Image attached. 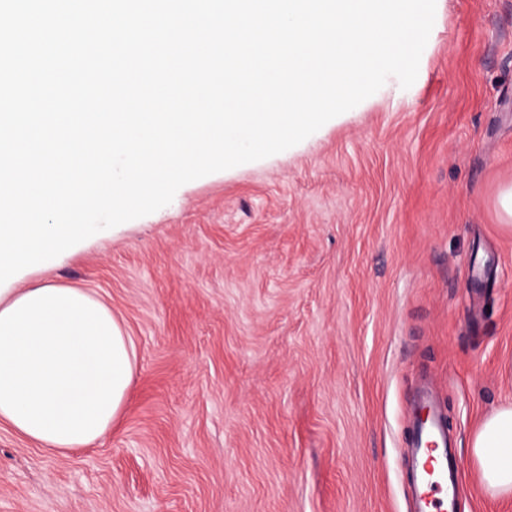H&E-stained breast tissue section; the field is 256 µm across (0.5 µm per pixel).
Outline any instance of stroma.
I'll list each match as a JSON object with an SVG mask.
<instances>
[{
    "mask_svg": "<svg viewBox=\"0 0 512 512\" xmlns=\"http://www.w3.org/2000/svg\"><path fill=\"white\" fill-rule=\"evenodd\" d=\"M512 0H437L418 76L301 143L180 187L51 259L111 306L131 399L95 445L0 425V512H413L403 452L430 380L462 458L512 404Z\"/></svg>",
    "mask_w": 512,
    "mask_h": 512,
    "instance_id": "1",
    "label": "stroma"
}]
</instances>
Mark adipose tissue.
<instances>
[{"label": "adipose tissue", "mask_w": 512, "mask_h": 512, "mask_svg": "<svg viewBox=\"0 0 512 512\" xmlns=\"http://www.w3.org/2000/svg\"><path fill=\"white\" fill-rule=\"evenodd\" d=\"M132 340L89 292L45 280L0 292V424L64 455L97 442L123 414ZM487 491L512 497V404L471 441Z\"/></svg>", "instance_id": "adipose-tissue-1"}]
</instances>
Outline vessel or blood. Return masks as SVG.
<instances>
[{"instance_id":"1","label":"vessel or blood","mask_w":512,"mask_h":512,"mask_svg":"<svg viewBox=\"0 0 512 512\" xmlns=\"http://www.w3.org/2000/svg\"><path fill=\"white\" fill-rule=\"evenodd\" d=\"M418 401L427 416L414 424L405 459L413 472L417 512H456L461 460L455 440L430 392L421 390Z\"/></svg>"}]
</instances>
